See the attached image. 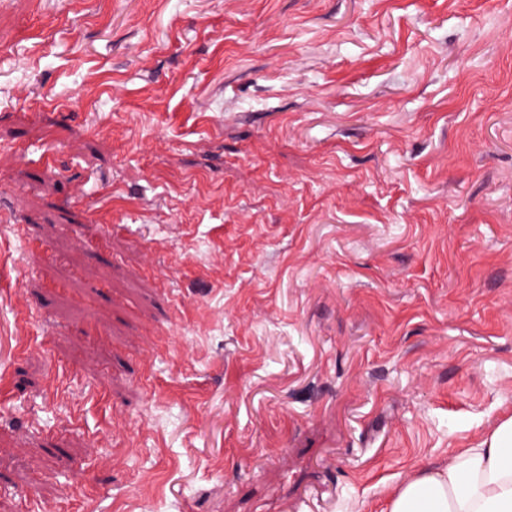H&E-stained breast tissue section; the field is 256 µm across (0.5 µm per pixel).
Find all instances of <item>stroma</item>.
<instances>
[{"label":"stroma","mask_w":512,"mask_h":512,"mask_svg":"<svg viewBox=\"0 0 512 512\" xmlns=\"http://www.w3.org/2000/svg\"><path fill=\"white\" fill-rule=\"evenodd\" d=\"M509 415L512 0H0V512H385Z\"/></svg>","instance_id":"stroma-1"}]
</instances>
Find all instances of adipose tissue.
Returning a JSON list of instances; mask_svg holds the SVG:
<instances>
[{
	"instance_id": "1",
	"label": "adipose tissue",
	"mask_w": 512,
	"mask_h": 512,
	"mask_svg": "<svg viewBox=\"0 0 512 512\" xmlns=\"http://www.w3.org/2000/svg\"><path fill=\"white\" fill-rule=\"evenodd\" d=\"M387 512H512V416L447 465L418 469L392 494Z\"/></svg>"
}]
</instances>
